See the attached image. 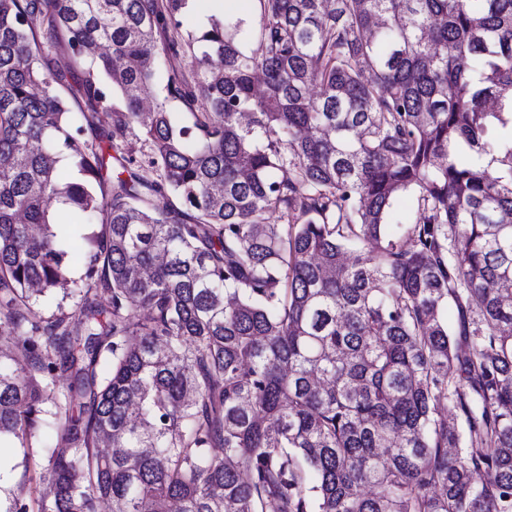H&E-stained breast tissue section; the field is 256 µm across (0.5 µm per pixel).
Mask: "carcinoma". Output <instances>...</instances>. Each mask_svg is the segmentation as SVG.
Returning <instances> with one entry per match:
<instances>
[{
	"instance_id": "carcinoma-1",
	"label": "carcinoma",
	"mask_w": 512,
	"mask_h": 512,
	"mask_svg": "<svg viewBox=\"0 0 512 512\" xmlns=\"http://www.w3.org/2000/svg\"><path fill=\"white\" fill-rule=\"evenodd\" d=\"M187 2L0 0L5 512H512V0ZM41 444L32 443V448H20L17 441L11 438L1 440V473H0V502L2 512L14 495H28L34 490V481H29L32 472L25 475L24 457L29 454H38L42 451Z\"/></svg>"
}]
</instances>
